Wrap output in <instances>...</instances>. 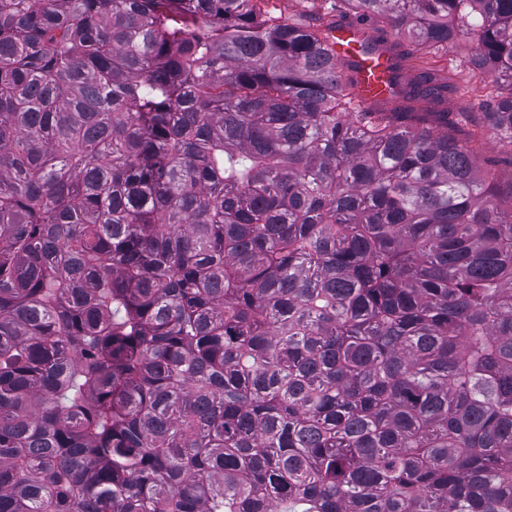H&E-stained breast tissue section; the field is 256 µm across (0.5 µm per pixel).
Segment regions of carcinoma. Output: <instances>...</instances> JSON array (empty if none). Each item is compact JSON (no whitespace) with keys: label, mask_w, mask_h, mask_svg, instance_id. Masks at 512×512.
Segmentation results:
<instances>
[{"label":"carcinoma","mask_w":512,"mask_h":512,"mask_svg":"<svg viewBox=\"0 0 512 512\" xmlns=\"http://www.w3.org/2000/svg\"><path fill=\"white\" fill-rule=\"evenodd\" d=\"M259 2L0 0V512H512V0ZM338 41L334 45L336 54L359 64V80L366 97H371L386 78L384 58L362 53L361 42L357 30L343 26L335 33ZM466 44L468 42L465 40L459 41L456 45L449 46L440 52L437 57L428 60V66L434 69L437 78L441 82L448 81V68H450L452 61L457 60V57L463 54ZM478 123L477 126H470V130L475 132L473 145L481 152L479 157L481 164L487 166L486 159L507 157V149L501 148L491 128L484 124L483 119L479 120Z\"/></svg>","instance_id":"carcinoma-1"}]
</instances>
